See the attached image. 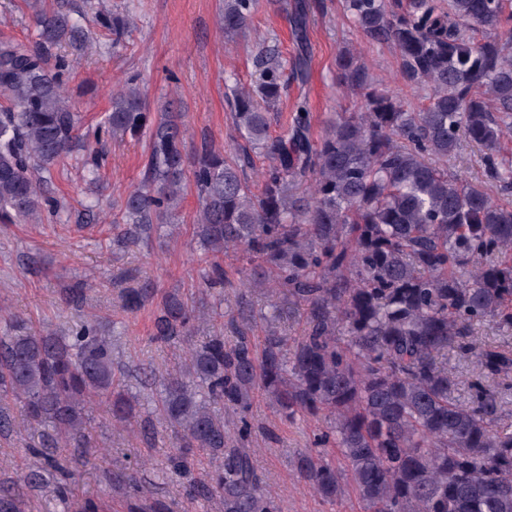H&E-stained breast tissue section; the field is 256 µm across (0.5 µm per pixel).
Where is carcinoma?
<instances>
[{"instance_id":"carcinoma-1","label":"carcinoma","mask_w":512,"mask_h":512,"mask_svg":"<svg viewBox=\"0 0 512 512\" xmlns=\"http://www.w3.org/2000/svg\"><path fill=\"white\" fill-rule=\"evenodd\" d=\"M290 17L293 59L256 43L247 86L231 87L226 108L238 144L208 145L194 160L199 202L195 234L211 254L208 284L223 276L220 258L238 254L247 285L274 299L256 315L239 302L228 321L231 347L214 336L163 378L156 409L182 432L170 475L197 453L215 467L189 485L196 502L218 499L224 512H280L264 489L243 440L224 430V409L244 410L261 388L288 417L325 415L337 461L302 455L298 477L323 498L355 495L364 512H512V431L496 428L512 391V350L482 343L487 318L512 328V203L448 169L462 139L485 151L491 177L512 191V0H342L343 12L371 44L391 46L422 104L374 81L346 49L337 82L360 106L336 112L312 137L299 101L291 124L270 134L268 112L286 95V70L307 65L305 0H273ZM258 0H224V36L249 27ZM38 41L0 40V224H32L45 210L55 167L79 151L80 116L63 89L64 59L46 58L88 34L70 14L32 4ZM143 137L142 185L122 204V220L149 239L182 201L186 129L176 101L151 112L133 81L112 94L93 130L96 143ZM267 160L253 185L252 155ZM301 309L307 329L290 352L276 330L284 308ZM203 315L176 297L154 321V337L187 335ZM267 326L256 357L249 336ZM476 354L480 373L469 398L455 397L448 349ZM111 342L88 323L73 334L40 333L19 318L0 330V399L23 407L29 425L50 428L66 446L84 444L90 402L127 422L132 405L115 390ZM43 466L26 473L29 489L59 458L34 449ZM0 512H23V495L0 486ZM64 512H104L93 498L64 499ZM132 512H168L147 494Z\"/></svg>"}]
</instances>
